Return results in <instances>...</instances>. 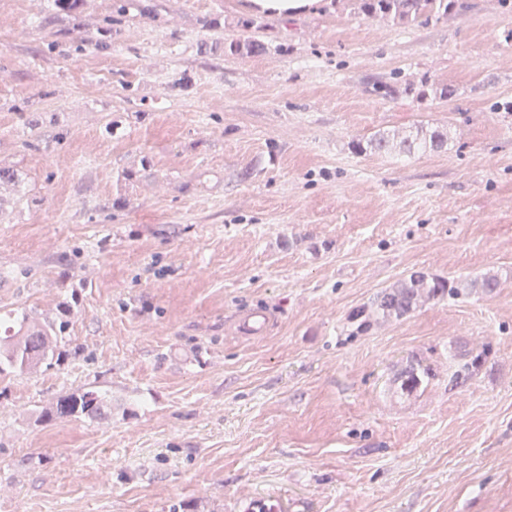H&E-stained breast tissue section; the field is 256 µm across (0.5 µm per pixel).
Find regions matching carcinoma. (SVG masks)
<instances>
[{"label":"carcinoma","instance_id":"cac0c4a2","mask_svg":"<svg viewBox=\"0 0 512 512\" xmlns=\"http://www.w3.org/2000/svg\"><path fill=\"white\" fill-rule=\"evenodd\" d=\"M357 13L371 19L390 22L399 26H411L439 19L448 15V9L455 0H352ZM265 50L263 44L255 40L232 42L227 51L235 55H254ZM447 144V134L433 130L429 134L415 138L397 139L395 135L381 134L366 144H356V149L364 152L389 151L395 147L412 154L427 148L437 150ZM470 290H478L486 296L499 288L498 277L486 274L466 283ZM457 295L459 289L448 288V283L423 272H414L409 277L397 281L382 291L369 308H362L351 314V319L360 321L367 327L374 318L400 319L414 310L425 300L435 299L445 294ZM70 305L59 306L55 317L39 320L28 313L16 316L19 328L14 334L0 338V374L6 369L32 372L62 355L58 338L64 336L70 326ZM112 413V401L95 390H78L60 396L56 403L42 410L40 418L51 421L67 417L105 418Z\"/></svg>","mask_w":512,"mask_h":512}]
</instances>
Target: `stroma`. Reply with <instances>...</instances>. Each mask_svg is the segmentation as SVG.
Segmentation results:
<instances>
[{
	"mask_svg": "<svg viewBox=\"0 0 512 512\" xmlns=\"http://www.w3.org/2000/svg\"><path fill=\"white\" fill-rule=\"evenodd\" d=\"M422 125L447 148H352ZM1 167L0 316L73 314L0 374V512H512V0H0ZM415 271L500 286L350 321ZM82 389L111 415L40 421ZM248 8L255 14H277L288 17L310 9L316 0H248ZM358 14L371 19L411 26L448 15L455 0H351Z\"/></svg>",
	"mask_w": 512,
	"mask_h": 512,
	"instance_id": "obj_1",
	"label": "stroma"
}]
</instances>
